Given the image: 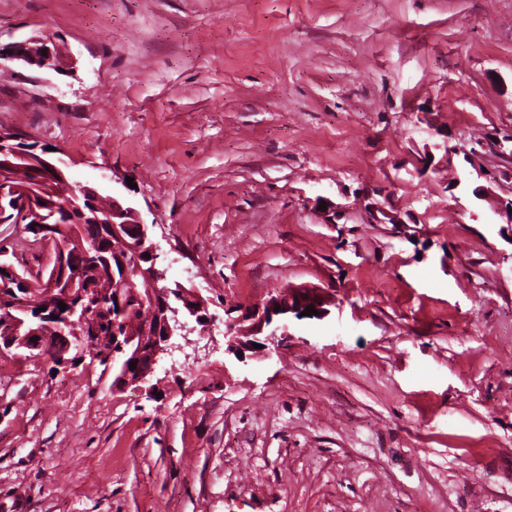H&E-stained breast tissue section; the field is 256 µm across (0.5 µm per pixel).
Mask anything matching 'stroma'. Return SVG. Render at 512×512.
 Masks as SVG:
<instances>
[{"mask_svg": "<svg viewBox=\"0 0 512 512\" xmlns=\"http://www.w3.org/2000/svg\"><path fill=\"white\" fill-rule=\"evenodd\" d=\"M46 33L75 65L0 63V127L133 201L214 321L121 391L0 353V512H512V0H0V44ZM286 288L327 315L227 352ZM324 297L310 288L296 290H281L272 295L263 308L242 307L240 315L224 322V340L228 352H243L245 349L254 350L262 357L273 353L281 354L288 343L289 333L288 314L306 311V307H314L318 315L309 313L311 317H321L325 314ZM275 308H279L275 312ZM227 340V341H226ZM252 343L262 345L255 349Z\"/></svg>", "mask_w": 512, "mask_h": 512, "instance_id": "1", "label": "stroma"}]
</instances>
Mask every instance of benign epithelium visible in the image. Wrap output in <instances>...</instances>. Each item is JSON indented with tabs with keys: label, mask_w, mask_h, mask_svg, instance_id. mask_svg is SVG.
I'll return each mask as SVG.
<instances>
[{
	"label": "benign epithelium",
	"mask_w": 512,
	"mask_h": 512,
	"mask_svg": "<svg viewBox=\"0 0 512 512\" xmlns=\"http://www.w3.org/2000/svg\"><path fill=\"white\" fill-rule=\"evenodd\" d=\"M0 60L36 69L61 70L72 64V59L61 52L50 35L27 38L4 48L0 47ZM20 141H25V138L10 129L0 127L1 173L6 174L22 163H29L38 168V173L48 178L66 180L62 161L49 158L48 151L44 148L39 150L35 146L29 149L20 147ZM70 192L74 199L92 205L101 197L97 187L82 183L71 186ZM6 193L12 199L15 210L19 211V219L33 224L38 233L49 231V226L42 224L41 210L44 206L39 204L41 198L34 194L29 185H15L1 180L0 196ZM80 217V224L75 230L81 235L88 229L95 232L105 227L117 234L127 230L134 236L136 248L147 259V265L139 264L131 270L126 264H120L122 281L126 283L135 276L149 283L147 300L156 309L154 319L145 322L140 328L124 327V336H115L114 343L107 349L98 344L93 335H71L73 323L78 321L83 324L87 319L97 317L101 310L84 303L93 288L89 283L78 280L76 273L69 271L66 257L57 252L51 255L40 273V285L49 293L57 294V301L66 304V310L61 312L53 310L51 305L46 308V311L57 316L56 336L49 338L41 335L39 319L44 317L46 311L37 313L28 321L10 315L4 318V327L0 328V352L24 350L63 367L68 362L65 355L73 347L91 359L99 362L103 360L107 364L112 363L116 353H128L135 357L137 366L132 373L125 370L120 372L113 381L114 389L146 384L161 358L174 348V336L185 328V324L177 318L178 310L172 306L171 299L182 302L188 314L197 322L208 318L205 301L193 288L179 283L173 287L167 284L165 271L156 265L157 245L153 241L149 224L144 221L138 208L114 196L109 224L104 226L99 216L89 217L83 211L80 212ZM0 271L9 275L13 282L12 308L26 309L27 294L32 289L28 274L5 264L0 266ZM324 304V297L319 292L310 288H298L277 291L262 308L242 307L238 317L224 322L227 351L242 352L256 343L261 345L256 350L261 356L269 357L274 353L279 355L290 336L288 315L313 307L321 317L325 314ZM49 339L54 340V347L50 352L46 351V341Z\"/></svg>",
	"instance_id": "obj_1"
}]
</instances>
